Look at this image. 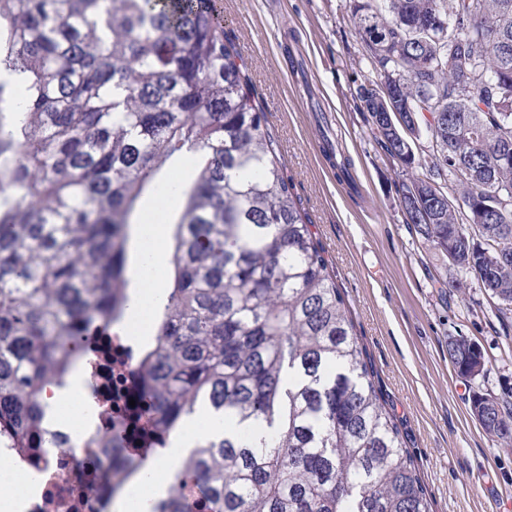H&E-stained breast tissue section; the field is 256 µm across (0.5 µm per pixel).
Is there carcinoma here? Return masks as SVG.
<instances>
[{"label": "carcinoma", "instance_id": "obj_1", "mask_svg": "<svg viewBox=\"0 0 512 512\" xmlns=\"http://www.w3.org/2000/svg\"><path fill=\"white\" fill-rule=\"evenodd\" d=\"M373 68L430 140L406 223L512 318V0H353ZM213 0H0V423L37 448L44 386L92 325L126 315L131 217L178 198L170 276L146 358L156 427L203 409L238 431L179 469L212 512H433L324 248ZM368 109L378 144L423 166ZM194 166L186 182L175 163ZM463 377L482 348L448 339ZM512 445V402L476 394Z\"/></svg>", "mask_w": 512, "mask_h": 512}]
</instances>
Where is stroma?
<instances>
[{"instance_id":"1","label":"stroma","mask_w":512,"mask_h":512,"mask_svg":"<svg viewBox=\"0 0 512 512\" xmlns=\"http://www.w3.org/2000/svg\"><path fill=\"white\" fill-rule=\"evenodd\" d=\"M216 6L434 512H512V447L493 442L471 413L474 394H512V329L475 280L442 288L447 257L405 222L400 194L410 175L377 144L356 96L376 72L350 0ZM452 336L483 348V374L456 373Z\"/></svg>"}]
</instances>
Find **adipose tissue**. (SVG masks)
Segmentation results:
<instances>
[{"instance_id": "1", "label": "adipose tissue", "mask_w": 512, "mask_h": 512, "mask_svg": "<svg viewBox=\"0 0 512 512\" xmlns=\"http://www.w3.org/2000/svg\"><path fill=\"white\" fill-rule=\"evenodd\" d=\"M169 227L165 224H138L134 227L137 248L134 252L135 265L141 266L143 279L139 288L131 292L127 322L140 324L144 318V301L161 293L164 284L165 251ZM47 404L58 418H66L74 412L82 419H90L92 403L83 390L81 373H73L66 387L55 390ZM235 424L230 419L199 417L189 421L186 428L176 433L168 448L149 465L146 482H132L110 505L111 512H128L132 497L144 494L149 498L163 497L166 492L165 475L173 473L182 458L199 442L215 432H234ZM32 484L27 474L9 460H0V512H23L28 505V491Z\"/></svg>"}]
</instances>
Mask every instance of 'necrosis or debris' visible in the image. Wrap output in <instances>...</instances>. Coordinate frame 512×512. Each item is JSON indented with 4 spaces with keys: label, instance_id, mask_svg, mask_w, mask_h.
<instances>
[{
    "label": "necrosis or debris",
    "instance_id": "obj_1",
    "mask_svg": "<svg viewBox=\"0 0 512 512\" xmlns=\"http://www.w3.org/2000/svg\"><path fill=\"white\" fill-rule=\"evenodd\" d=\"M146 352L124 326L99 328L83 342L81 366L94 422L55 426L41 447L9 449L36 487L25 512H108L166 447V437L155 429V402L142 370Z\"/></svg>",
    "mask_w": 512,
    "mask_h": 512
}]
</instances>
